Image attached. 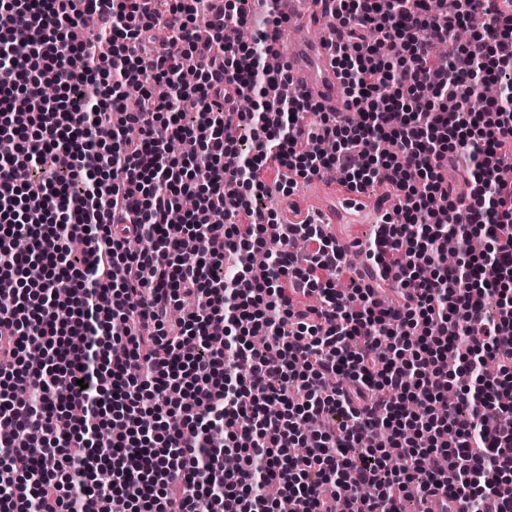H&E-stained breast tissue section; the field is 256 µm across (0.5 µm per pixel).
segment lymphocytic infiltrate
<instances>
[{
  "label": "lymphocytic infiltrate",
  "instance_id": "lymphocytic-infiltrate-1",
  "mask_svg": "<svg viewBox=\"0 0 512 512\" xmlns=\"http://www.w3.org/2000/svg\"><path fill=\"white\" fill-rule=\"evenodd\" d=\"M439 2L338 0L339 121L269 63L279 0L230 48L251 0H0V512H279L270 485L292 512H512V16ZM273 163L399 198L357 287L320 225L254 207Z\"/></svg>",
  "mask_w": 512,
  "mask_h": 512
}]
</instances>
